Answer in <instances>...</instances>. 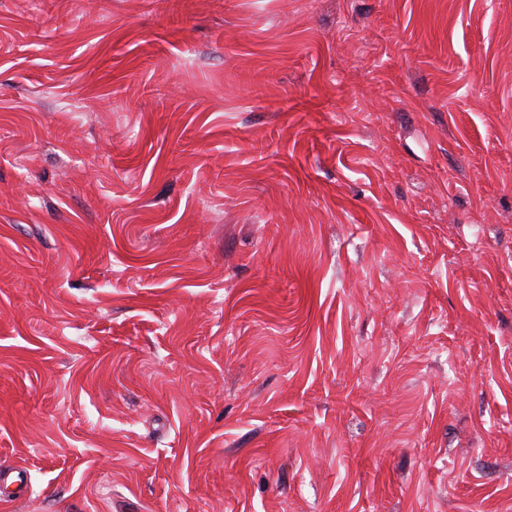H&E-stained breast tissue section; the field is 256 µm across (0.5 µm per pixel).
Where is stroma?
<instances>
[{"mask_svg": "<svg viewBox=\"0 0 512 512\" xmlns=\"http://www.w3.org/2000/svg\"><path fill=\"white\" fill-rule=\"evenodd\" d=\"M12 512H512V0H0Z\"/></svg>", "mask_w": 512, "mask_h": 512, "instance_id": "obj_1", "label": "stroma"}]
</instances>
